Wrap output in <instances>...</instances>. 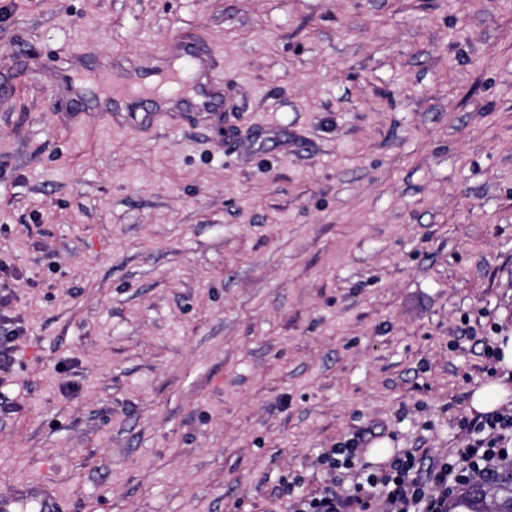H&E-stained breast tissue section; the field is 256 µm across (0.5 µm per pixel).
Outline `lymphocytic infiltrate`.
Here are the masks:
<instances>
[{"label": "lymphocytic infiltrate", "instance_id": "1", "mask_svg": "<svg viewBox=\"0 0 512 512\" xmlns=\"http://www.w3.org/2000/svg\"><path fill=\"white\" fill-rule=\"evenodd\" d=\"M464 429L470 438L451 460H430L435 491L414 477L415 456L395 458L389 471L370 473L341 496L327 490L298 497L292 512H448V500L462 485L492 476L495 462L512 450V410L473 419Z\"/></svg>", "mask_w": 512, "mask_h": 512}]
</instances>
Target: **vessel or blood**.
<instances>
[{"label": "vessel or blood", "instance_id": "b4317fda", "mask_svg": "<svg viewBox=\"0 0 512 512\" xmlns=\"http://www.w3.org/2000/svg\"><path fill=\"white\" fill-rule=\"evenodd\" d=\"M53 73L66 94L60 100L66 121L82 116L81 105L94 100L118 126L145 130L164 115L178 113L196 120L215 107L236 108L224 68L214 52L192 34L178 36L167 47L145 57L109 55L87 65L77 58ZM0 512H66L57 489L43 480L20 481L0 493Z\"/></svg>", "mask_w": 512, "mask_h": 512}]
</instances>
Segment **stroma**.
Masks as SVG:
<instances>
[{
  "label": "stroma",
  "mask_w": 512,
  "mask_h": 512,
  "mask_svg": "<svg viewBox=\"0 0 512 512\" xmlns=\"http://www.w3.org/2000/svg\"><path fill=\"white\" fill-rule=\"evenodd\" d=\"M187 31L237 111L63 128L46 58ZM0 80V491L290 512L464 447L484 384L512 408V0H0ZM8 324L12 326L7 330L4 336H0V376L11 372L17 360L16 353L18 345L16 342L21 341L27 335V327L21 316L6 317ZM364 443V436H358L356 440L347 445V448H331L327 453H323L320 460L332 469H336V467H350L352 460L360 449L359 447H362ZM336 456H341L342 458L339 459Z\"/></svg>",
  "instance_id": "35a3bbf8"
}]
</instances>
